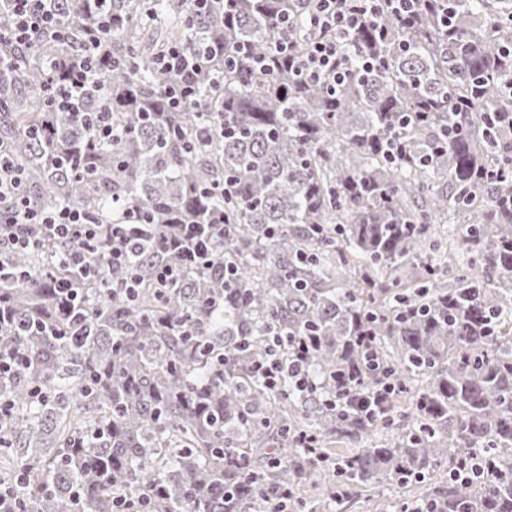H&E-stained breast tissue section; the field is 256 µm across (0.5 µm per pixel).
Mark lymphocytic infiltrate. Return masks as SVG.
I'll return each instance as SVG.
<instances>
[{"label": "lymphocytic infiltrate", "instance_id": "obj_1", "mask_svg": "<svg viewBox=\"0 0 512 512\" xmlns=\"http://www.w3.org/2000/svg\"><path fill=\"white\" fill-rule=\"evenodd\" d=\"M13 22L8 33H0V66L8 64L6 46L25 43L35 34L58 27V21L47 8V0H12ZM420 7L417 0H313L311 23L318 31L302 59V71L312 80L332 79L342 83L346 74L345 52L348 43L364 21H376L380 13L391 12L404 23H415ZM162 68L180 72L183 85L170 96L172 107L188 104L193 91L197 61L181 48H170L160 59ZM21 173L0 179V196L9 198L11 217L0 223V241L17 252L41 249L46 243L60 244L56 262L66 265L83 278L97 275L84 252L85 247L105 245L107 267H124L130 262V232L128 224H95L76 209L64 206L44 213L33 209L26 197L18 191ZM82 248H75V241ZM311 344L303 338L282 341L273 337L266 355L254 362V371L264 386L274 392L283 385L314 394L320 382L308 368Z\"/></svg>", "mask_w": 512, "mask_h": 512}]
</instances>
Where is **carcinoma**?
<instances>
[{
	"label": "carcinoma",
	"mask_w": 512,
	"mask_h": 512,
	"mask_svg": "<svg viewBox=\"0 0 512 512\" xmlns=\"http://www.w3.org/2000/svg\"><path fill=\"white\" fill-rule=\"evenodd\" d=\"M54 5L66 36L14 49L0 71L4 156L38 211L147 223L131 299L118 272L74 278L57 244L0 252L30 272L0 283L13 314L0 343L29 362L0 383L14 406L0 465L25 476L23 512H113L112 498L145 494L149 512H261L258 487L288 488V512H331L370 483L420 485L399 512H512V462L497 453L512 446V0H420L412 27L379 18L384 41L365 23L336 86L238 63L281 58L285 35L299 60L316 33L309 0L197 13L189 0H107L105 90L88 86L77 114L52 104L94 15L88 0ZM174 45L199 59L178 112L167 96L181 76L157 67ZM101 112L120 139L90 137ZM457 215L461 266L460 248L436 240ZM179 224L224 225L210 263L173 249ZM159 265L181 270L176 284L154 283ZM364 329L375 366L339 395L333 376L365 363ZM275 334L311 337L317 394L258 380ZM389 381L398 393L368 410ZM477 460L479 477L431 482L444 462Z\"/></svg>",
	"instance_id": "obj_1"
}]
</instances>
